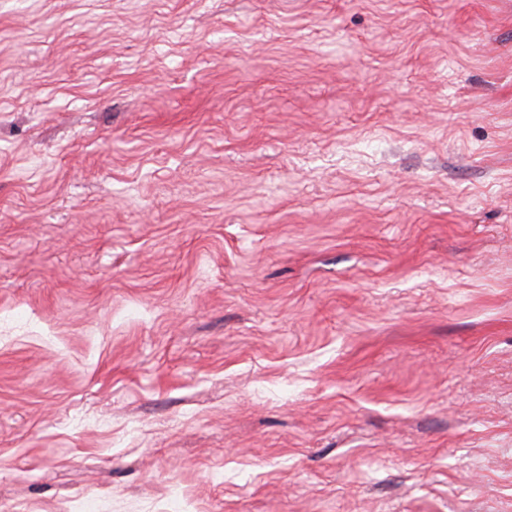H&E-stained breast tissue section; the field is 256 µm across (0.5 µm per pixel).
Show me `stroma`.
Masks as SVG:
<instances>
[{
    "instance_id": "obj_1",
    "label": "stroma",
    "mask_w": 512,
    "mask_h": 512,
    "mask_svg": "<svg viewBox=\"0 0 512 512\" xmlns=\"http://www.w3.org/2000/svg\"><path fill=\"white\" fill-rule=\"evenodd\" d=\"M0 512H512V0H0Z\"/></svg>"
}]
</instances>
